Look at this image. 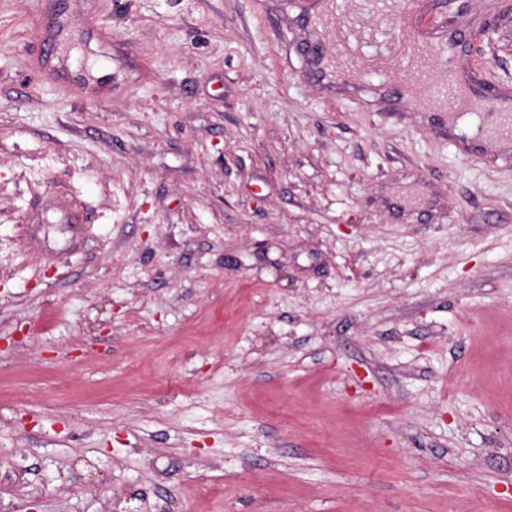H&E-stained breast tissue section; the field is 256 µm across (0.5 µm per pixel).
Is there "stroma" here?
Here are the masks:
<instances>
[{
	"label": "stroma",
	"instance_id": "stroma-1",
	"mask_svg": "<svg viewBox=\"0 0 512 512\" xmlns=\"http://www.w3.org/2000/svg\"><path fill=\"white\" fill-rule=\"evenodd\" d=\"M306 2L0 0V512H512V146ZM441 19L512 88V0Z\"/></svg>",
	"mask_w": 512,
	"mask_h": 512
}]
</instances>
